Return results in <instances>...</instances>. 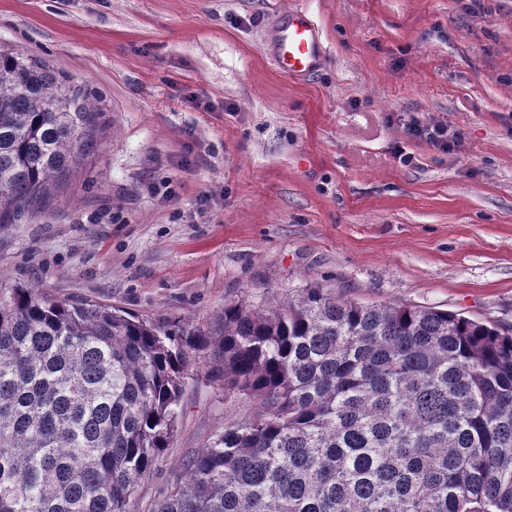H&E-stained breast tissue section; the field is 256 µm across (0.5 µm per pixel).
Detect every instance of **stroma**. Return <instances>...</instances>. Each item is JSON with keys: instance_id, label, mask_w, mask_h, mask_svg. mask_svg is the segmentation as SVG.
Here are the masks:
<instances>
[{"instance_id": "1", "label": "stroma", "mask_w": 512, "mask_h": 512, "mask_svg": "<svg viewBox=\"0 0 512 512\" xmlns=\"http://www.w3.org/2000/svg\"><path fill=\"white\" fill-rule=\"evenodd\" d=\"M295 7L327 49L305 78L264 44ZM0 44L99 108L69 181L0 224L6 282L213 333L309 282L512 328V0H0ZM412 118L456 146L407 138ZM212 364L127 512L254 411Z\"/></svg>"}]
</instances>
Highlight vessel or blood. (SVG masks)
Masks as SVG:
<instances>
[{
    "label": "vessel or blood",
    "instance_id": "vessel-or-blood-1",
    "mask_svg": "<svg viewBox=\"0 0 512 512\" xmlns=\"http://www.w3.org/2000/svg\"><path fill=\"white\" fill-rule=\"evenodd\" d=\"M269 47L277 70L287 76H306L322 65L326 47L318 25L301 8L289 10L271 34Z\"/></svg>",
    "mask_w": 512,
    "mask_h": 512
}]
</instances>
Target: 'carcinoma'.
I'll return each instance as SVG.
<instances>
[{
  "label": "carcinoma",
  "instance_id": "obj_1",
  "mask_svg": "<svg viewBox=\"0 0 512 512\" xmlns=\"http://www.w3.org/2000/svg\"><path fill=\"white\" fill-rule=\"evenodd\" d=\"M96 103L0 48V224L94 147ZM0 276V512H126L173 438L192 353L255 411L147 512H512V330L319 285L224 307L218 338Z\"/></svg>",
  "mask_w": 512,
  "mask_h": 512
}]
</instances>
